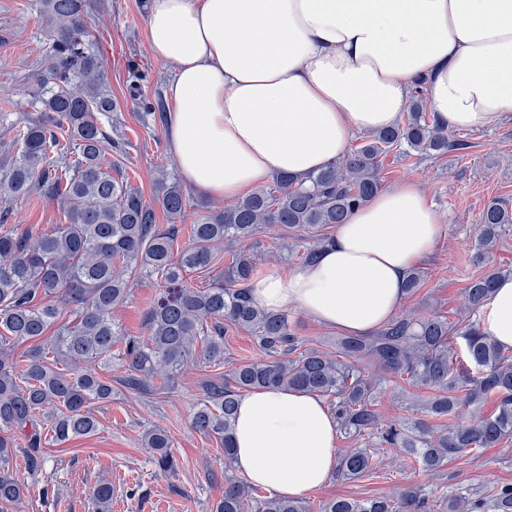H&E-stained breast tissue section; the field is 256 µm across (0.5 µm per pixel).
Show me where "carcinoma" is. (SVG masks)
Here are the masks:
<instances>
[{"label":"carcinoma","mask_w":512,"mask_h":512,"mask_svg":"<svg viewBox=\"0 0 512 512\" xmlns=\"http://www.w3.org/2000/svg\"><path fill=\"white\" fill-rule=\"evenodd\" d=\"M90 0H43L41 21L50 50L35 73L33 104L40 116L16 127L19 149L0 194L24 201L36 192L55 199L67 220L49 232H0V506L19 504L28 486L14 474L22 459L30 476L43 471L47 445L97 433L96 411L112 400V385L100 370L112 364V346L124 342L121 385L155 395L189 367H224L228 326L249 332L262 358L231 364L201 380L193 405V429L213 437L224 452V490L212 512H309L305 502L267 494L230 474L238 398L260 387L294 389L329 400L341 431L371 439L349 448L337 472L357 478L374 466L375 449L393 448L435 474L451 461L512 439V352L480 332L479 324H455L440 316L400 317L369 336H346L336 352L306 346L288 314L257 306L249 283L258 259L248 241L271 225L313 233L341 224L380 189L381 159L393 151L442 156L467 149L413 100L404 123L379 130L342 159L304 178L278 175L234 205L197 215L188 244L175 249L183 232L186 197L162 174L148 201L104 166L106 151L120 148L98 116L112 119V99L102 61L89 51ZM171 224L159 228L156 208ZM512 230V208L487 202L481 212L473 263H484ZM230 262L207 287L185 275L209 273L224 255ZM154 278L159 292L145 315V335L126 336L114 314L132 292L131 276ZM490 270L469 280L465 306L478 312L496 280ZM78 321L58 325L63 309ZM53 335H47L48 331ZM29 342L24 363L6 348ZM368 360L409 384L432 391L421 411L437 420L382 424L375 410L379 383L366 374ZM493 400V414L480 406ZM144 446L161 472L175 469L168 432L154 425ZM95 512H112V484L90 492ZM321 512H434L419 486L395 496L363 500L333 498ZM448 512H512V486L465 488L448 498Z\"/></svg>","instance_id":"carcinoma-1"}]
</instances>
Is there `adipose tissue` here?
<instances>
[{
    "instance_id": "1",
    "label": "adipose tissue",
    "mask_w": 512,
    "mask_h": 512,
    "mask_svg": "<svg viewBox=\"0 0 512 512\" xmlns=\"http://www.w3.org/2000/svg\"><path fill=\"white\" fill-rule=\"evenodd\" d=\"M153 56L172 64L167 135L196 193L232 202L273 175L342 158L350 138L395 126L423 90L441 126L491 129L512 112V0H150ZM442 221L413 182L380 190L337 225L315 262L251 289L273 312L367 336L402 306ZM480 331L512 348V277ZM338 424L317 397L257 389L238 400L234 465L298 498L336 469Z\"/></svg>"
}]
</instances>
